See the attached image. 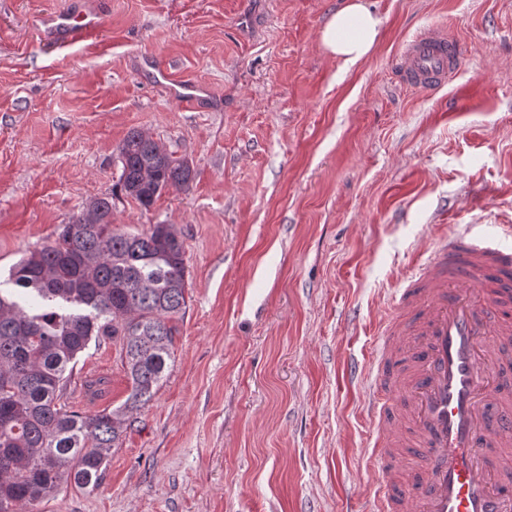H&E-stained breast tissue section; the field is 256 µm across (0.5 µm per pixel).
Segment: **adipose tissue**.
Segmentation results:
<instances>
[{"mask_svg": "<svg viewBox=\"0 0 512 512\" xmlns=\"http://www.w3.org/2000/svg\"><path fill=\"white\" fill-rule=\"evenodd\" d=\"M381 25V18L370 9L366 0H347L327 20L321 41L326 51L348 67L372 52Z\"/></svg>", "mask_w": 512, "mask_h": 512, "instance_id": "1", "label": "adipose tissue"}]
</instances>
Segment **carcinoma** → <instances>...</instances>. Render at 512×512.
Instances as JSON below:
<instances>
[{"label":"carcinoma","instance_id":"obj_1","mask_svg":"<svg viewBox=\"0 0 512 512\" xmlns=\"http://www.w3.org/2000/svg\"><path fill=\"white\" fill-rule=\"evenodd\" d=\"M117 161L112 194L83 204L0 288V512H40L63 483L96 489L125 422L165 377L187 308L185 243L172 224L118 231L112 197L147 209L195 174L140 130ZM106 342L120 345L130 391L121 406L87 416L68 386L90 345Z\"/></svg>","mask_w":512,"mask_h":512}]
</instances>
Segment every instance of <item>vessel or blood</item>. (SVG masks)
<instances>
[{
	"label": "vessel or blood",
	"mask_w": 512,
	"mask_h": 512,
	"mask_svg": "<svg viewBox=\"0 0 512 512\" xmlns=\"http://www.w3.org/2000/svg\"><path fill=\"white\" fill-rule=\"evenodd\" d=\"M97 14L63 12L47 36L96 38ZM465 51L443 28L400 53L410 86L435 90L460 71ZM167 80L198 103L199 84ZM378 336L369 463L378 474L371 512H512V251L468 232L441 239L388 299ZM415 456L410 472L400 454Z\"/></svg>",
	"instance_id": "b4317fda"
}]
</instances>
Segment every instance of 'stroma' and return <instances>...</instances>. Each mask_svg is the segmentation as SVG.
<instances>
[{"mask_svg":"<svg viewBox=\"0 0 512 512\" xmlns=\"http://www.w3.org/2000/svg\"><path fill=\"white\" fill-rule=\"evenodd\" d=\"M374 51L343 69L321 31L345 0H0V272L110 194L117 149L141 129L195 172L112 222L171 224L186 313L154 397L100 485L41 512H369L364 411L393 288L437 233L471 225L512 247V0H368ZM99 12L97 39L43 44L41 17ZM465 48L442 88L400 84L414 35ZM209 91L171 97L156 66ZM74 391L87 415L121 405L112 343Z\"/></svg>","mask_w":512,"mask_h":512,"instance_id":"35a3bbf8","label":"stroma"}]
</instances>
